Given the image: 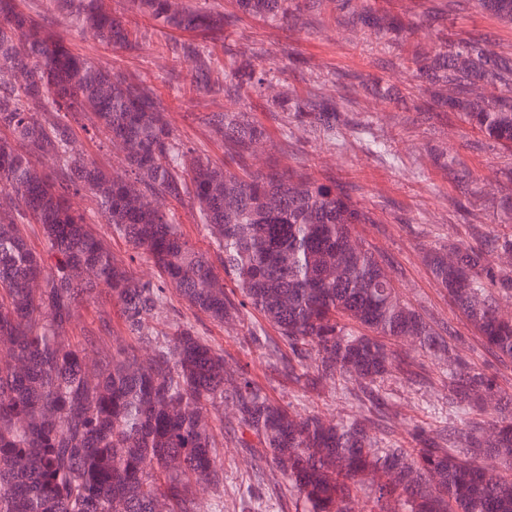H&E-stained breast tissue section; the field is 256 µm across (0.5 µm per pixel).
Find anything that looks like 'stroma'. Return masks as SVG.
<instances>
[{
	"label": "stroma",
	"instance_id": "35a3bbf8",
	"mask_svg": "<svg viewBox=\"0 0 512 512\" xmlns=\"http://www.w3.org/2000/svg\"><path fill=\"white\" fill-rule=\"evenodd\" d=\"M187 2L235 16L223 38L210 45L218 60L257 63L274 56L280 61L275 80L290 95L317 87L332 96H346L348 109L340 113L336 131L330 134L319 126L299 124L292 114L269 111L264 98L251 95L246 110L268 133L251 158L253 167H262L273 157L315 180H336L353 202L371 213L372 223L354 225L353 233L385 260L403 299L434 323H452L462 338L461 356L493 375L501 391L512 395V363L500 361L481 345L423 260L426 250L451 243L475 246L482 233L512 238V210L503 205L512 196V153L465 123L459 113L421 111L423 93L407 97L395 108L340 82L345 73L362 80L404 78L407 61L444 41L471 34L486 36L494 52L511 57L512 25L482 11L475 0L466 9L449 10L434 25L427 19L437 0H369L377 13L399 16L405 25V37L378 39L346 26L336 0H321L315 8L308 0H299L300 10L281 23L239 13L233 0ZM106 3L123 17L134 49L113 51L61 18L50 19L49 25L75 52L148 84L180 139L197 153L223 161V141L199 117L233 110L235 102L220 94L190 91V61L166 48L174 31L132 9L129 0ZM178 318L197 323L204 336L223 349L229 364L247 365L271 400L303 414L335 419L367 415L355 397L353 380L335 378L305 392L283 377L257 342L258 336L273 335L274 330L256 312L217 325L174 296L150 328L171 331ZM402 352L415 361L417 377L409 380L391 373L380 380L379 390L387 402L386 439L406 447L413 427L437 430L456 413L448 405L447 362L424 357L411 345L403 346ZM255 473V459L225 443L224 512H241L243 491L259 479Z\"/></svg>",
	"mask_w": 512,
	"mask_h": 512
}]
</instances>
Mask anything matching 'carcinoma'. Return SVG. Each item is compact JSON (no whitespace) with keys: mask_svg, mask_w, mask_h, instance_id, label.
Returning <instances> with one entry per match:
<instances>
[{"mask_svg":"<svg viewBox=\"0 0 512 512\" xmlns=\"http://www.w3.org/2000/svg\"><path fill=\"white\" fill-rule=\"evenodd\" d=\"M336 2L352 26L379 36L404 31L367 0ZM235 3L277 21L296 0ZM477 3L512 23V0ZM130 4L204 41L233 24L179 0ZM48 9L116 50L131 45L105 0H48ZM170 49L193 60L199 90L239 103L243 90L272 86L274 67L264 61L233 60L220 81L206 46L176 40ZM406 70L426 84L431 108L460 113L512 150V57L471 35ZM2 73L12 80L0 81V131L8 134L0 137V512H198L204 489L217 493L214 512H224L226 441L278 470L288 490L280 508L292 512H512V396H501L495 417L468 418L486 410L496 383L459 357L453 327L438 331L400 297L383 261L352 235L372 217L336 183L276 164L250 170L246 158L265 130L242 112L199 116L224 138L237 169L184 149L149 87L75 53L20 0H0ZM359 86L389 105L403 99L379 77ZM345 101L316 89L267 103L331 133ZM82 117L124 153L129 176L87 162L74 127ZM78 195L93 199V214L72 207ZM166 201L196 206L240 296L224 291L211 258L162 208ZM96 222L146 256L159 280H141L116 259ZM24 224L39 226L42 253L29 248ZM494 253L512 256V239L487 235L482 248L441 247L426 261L482 344L512 362V315L496 298L512 295V270L495 269ZM103 289L118 307L124 346H104L107 314L77 328L79 305ZM172 291L215 321L258 312L277 333L263 346L281 374L303 390L353 378L358 400L377 417L328 421L269 402L246 370L227 369L224 352L189 320L153 335L148 322ZM402 339L448 360V405L460 421L414 429L409 448L382 447L377 383L394 366L415 375L386 344ZM226 403L232 420L220 413Z\"/></svg>","mask_w":512,"mask_h":512,"instance_id":"1","label":"carcinoma"}]
</instances>
